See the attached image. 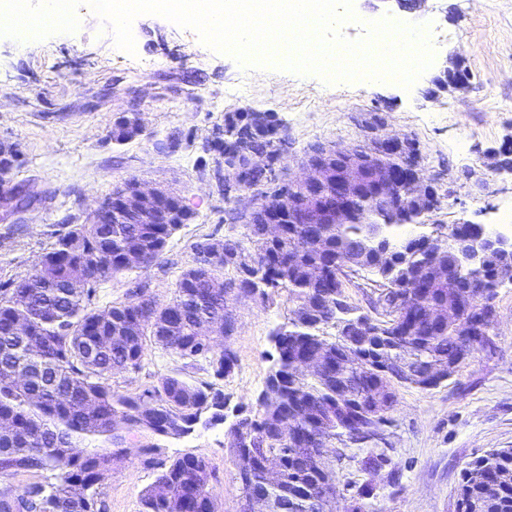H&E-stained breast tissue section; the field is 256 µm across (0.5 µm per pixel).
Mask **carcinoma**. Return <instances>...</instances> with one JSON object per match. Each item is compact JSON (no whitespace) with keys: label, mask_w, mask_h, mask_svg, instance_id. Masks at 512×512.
Here are the masks:
<instances>
[{"label":"carcinoma","mask_w":512,"mask_h":512,"mask_svg":"<svg viewBox=\"0 0 512 512\" xmlns=\"http://www.w3.org/2000/svg\"><path fill=\"white\" fill-rule=\"evenodd\" d=\"M252 112H228L224 118V165L242 172L248 156L277 153L288 133ZM138 113L120 116L113 124L112 141L123 145L142 136ZM406 158L386 156L378 170L366 172L356 194L343 197L336 179L324 184L315 205L328 213L319 224L282 220L281 236L269 242L258 219L244 224L240 238L224 239V254L207 265L198 261L181 272L170 299L142 302L134 297L97 310L84 304L93 286L126 271L129 253L145 256V267L158 262L178 224H141L116 215L103 224H74L58 236L46 252L51 267L30 280L0 289V474L51 471L54 481L35 483L18 492L0 488V512H21L19 500L32 494L39 512H106L99 485L111 471L112 454L125 452L120 428L145 429L165 436L188 433L202 413L224 421V394L178 376L161 378L158 385L132 397L112 390V376L138 370L152 343L182 359L200 360L225 376L236 365L234 351L205 347L197 336L208 319L224 317V294L209 287L226 269L235 276L224 283L244 296H267L288 289L295 303L291 325L283 333L276 373L268 377L260 411L240 418L227 432L234 459L250 451L253 465L237 472L242 496L251 493L288 499L293 512H326L320 498L324 473L314 453L332 447L336 438L351 442L382 436L387 417L369 416L367 392L378 383L393 387L428 388L424 378H394V363L414 358L417 367L436 360L455 363L476 353L455 323L430 322L425 308L445 300L458 307L482 297L494 299L501 278L512 274V264L497 256L483 267L463 269L457 262L459 245L470 234L457 224H439L429 234L400 239L393 228L415 224L430 210L424 199L406 196L400 180ZM385 177L395 184V197L377 203L375 184ZM350 216L343 224L333 216L340 207ZM446 249L443 273L429 269V251ZM347 256L364 271L383 281L373 302V331L351 338L360 315L344 295L345 279L336 276L337 261ZM319 270L322 277L308 276ZM78 278L88 287L75 291ZM24 318L29 335L16 336L13 323ZM336 329L330 340L320 331ZM350 354L365 370L344 371L342 359ZM321 356L319 373L297 372L295 362ZM25 373L27 384L14 381ZM288 422V434L277 429ZM87 436L111 440L109 453L86 452L78 443ZM276 465L279 480L269 482L267 469ZM215 477L209 461L185 455L173 460L142 495V512H217L210 486ZM84 488L83 495L75 492ZM456 512H512V448H492L462 470Z\"/></svg>","instance_id":"1"}]
</instances>
